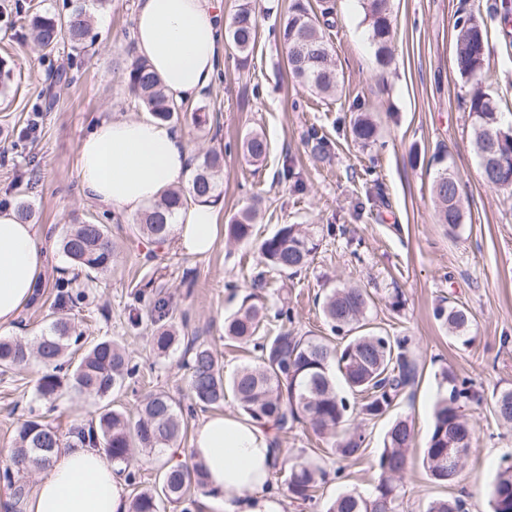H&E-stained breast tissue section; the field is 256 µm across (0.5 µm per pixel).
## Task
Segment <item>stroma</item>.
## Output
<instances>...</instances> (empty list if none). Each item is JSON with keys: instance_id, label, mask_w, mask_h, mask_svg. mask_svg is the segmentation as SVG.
Instances as JSON below:
<instances>
[{"instance_id": "1", "label": "stroma", "mask_w": 512, "mask_h": 512, "mask_svg": "<svg viewBox=\"0 0 512 512\" xmlns=\"http://www.w3.org/2000/svg\"><path fill=\"white\" fill-rule=\"evenodd\" d=\"M15 1L0 0V60L13 70V91L0 97V204L31 206L47 259L37 301L22 308L7 335L39 336L53 316L56 278L74 280L89 295L85 307L69 312L78 330L91 341L120 342L140 366L139 376L115 397V406L134 410L150 389L188 400L182 347L160 355L150 343L153 301L169 300L184 335L207 342L225 374H232L254 358L251 348L225 340L224 319L250 291L256 241L230 244L221 237L208 255L187 256L133 231L135 213L112 218L86 198L77 175L81 140L104 113L140 114L141 105L125 84V72L136 59L131 40L136 0H108L103 6L85 0L96 42L81 56L63 46L41 51ZM310 2L332 8L336 18L326 36L343 75L342 95L323 98L291 78L278 37L291 0H256L259 39L247 64L225 52L213 87L197 102L205 125L182 127L191 157L197 162L209 149L223 150L222 216L230 218L260 196L258 238L282 224L334 227L307 270L267 277L268 292L293 307L296 332L328 335L318 299L326 288L351 282L371 295L369 315L378 327L411 338L421 378L392 414L411 417L415 430L399 512H426L431 501L453 497L465 498L470 512H491L499 463L512 456V428L492 415L493 392L512 389V197L481 177L467 112L473 84L455 66L454 23L463 12L482 21L484 87L496 96L501 112L512 114V23L502 21L512 0H392L394 60L386 68L376 62L361 0ZM63 70L71 82L60 87L56 78ZM360 109L378 127L376 141L368 145L354 141L350 131ZM314 128L330 142L326 156L310 151L307 137ZM253 129L269 144L266 159L255 165L236 148ZM444 167L462 183L463 221L455 235L440 224L431 195L432 180ZM91 215L102 217L116 244L111 267L92 284L56 249L70 225ZM395 296L402 300L396 310L390 306ZM445 298L471 312L470 344L457 343L435 320L434 308ZM445 368L471 378L483 399L466 410L476 439L465 468L453 483L439 485L421 457L438 396L434 375ZM43 372L34 360L0 374V455L12 448L28 411L46 414L63 431L96 421L99 401L71 390L63 392L56 411H48L36 394ZM392 416L363 422L364 451L350 463L328 454L325 441L308 425L280 434L281 467L303 452L327 472L310 503L287 498L285 486L272 481V492L286 498V512H323L338 492L372 489Z\"/></svg>"}]
</instances>
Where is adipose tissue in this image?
Returning a JSON list of instances; mask_svg holds the SVG:
<instances>
[{
    "label": "adipose tissue",
    "instance_id": "obj_1",
    "mask_svg": "<svg viewBox=\"0 0 512 512\" xmlns=\"http://www.w3.org/2000/svg\"><path fill=\"white\" fill-rule=\"evenodd\" d=\"M131 37L139 57L175 103H192L214 83L224 59L222 0H137ZM190 151L182 134L152 115L101 117L78 148L82 193L105 209L137 211L184 181ZM221 205L188 201L176 213L170 237L179 251L201 257L214 247ZM37 225L0 208V328L13 327L29 301L45 251ZM189 454L205 473L212 512H284L282 498L266 492L280 459L272 431L230 413L198 422ZM25 512H130L111 459L78 443L59 448L39 472Z\"/></svg>",
    "mask_w": 512,
    "mask_h": 512
}]
</instances>
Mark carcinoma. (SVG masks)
<instances>
[{
  "label": "carcinoma",
  "instance_id": "1",
  "mask_svg": "<svg viewBox=\"0 0 512 512\" xmlns=\"http://www.w3.org/2000/svg\"><path fill=\"white\" fill-rule=\"evenodd\" d=\"M369 37L375 47L378 63L385 67L392 59L393 22L391 0H362ZM28 25L36 43L52 52L60 45L74 50L84 48L92 26L86 8L79 4L67 15L28 17ZM335 26L330 8L315 12L309 0H292L280 35L287 48V65L291 76L311 91L322 96H335L343 91V77L333 62L332 46L326 30ZM456 66L461 77H481L485 66V30L470 13L455 22ZM231 48L246 64L258 40V24L253 0H240L227 30ZM129 92L142 101L163 122H204L197 112L170 101L150 65L143 59L134 61L125 76ZM468 112L472 144L479 159L483 181H488L485 164L492 165L495 188L512 193V156L501 160L487 152L488 146L507 129L496 98L483 87L473 90ZM354 140L370 144L376 140V126L365 113L357 114L351 124ZM241 151L250 162L260 161L268 151L266 137L256 131L241 141ZM224 173V154L210 150L194 169L189 186L171 190L151 211L145 213L135 229L158 241L169 235L171 218L176 208L188 199L218 201L219 178ZM439 220L455 232L462 225L460 184L456 176L444 168L437 172L431 186ZM258 204L248 205L234 213L224 232L227 241H250L255 232ZM320 245L314 225L282 224L258 246L259 263L264 270L253 280V291L245 295L239 308L224 320V337L250 345L257 352L251 362L233 376L224 378L218 358L209 344L193 336L187 339L184 366L194 405L201 408L224 403L225 391L231 390L242 415L286 433L295 424L307 422L318 434L328 439L329 450L342 461H354L362 452L366 435L351 423V405L339 393L345 385L360 397L358 414L373 420L389 414L405 391L419 378L418 365L411 354L407 336L383 333L368 321L371 297L367 290L352 285L333 288L324 297L321 309L332 335H294L288 326L294 322L293 309L284 303L270 312L262 290L270 272L296 274L308 268ZM61 253L74 266L86 273L92 282L106 271L116 253L108 225L85 220L67 231L59 244ZM56 302L73 309L83 304L86 294L73 286L70 279L55 280ZM435 318L452 337L467 345L473 325L470 311L463 305L442 300L434 309ZM153 348L166 354L181 341L172 327H159L151 336ZM37 357L46 367L36 386L37 396L46 401L59 399L68 387L103 402L97 425L74 426L70 433L90 448H102L112 458L117 473L130 481L136 474L130 467L138 453L160 456L185 435L187 424L182 405L164 391L150 392L136 408V414L112 406L111 397L120 393L137 373L126 349L110 339L83 341L71 319L59 313L49 324L48 333L35 341L0 338V372L7 373L26 366ZM439 395L433 409V426L426 442L423 465L438 484L452 482L465 466L466 451L474 438V429L463 408L478 397L473 384L456 373L442 369L436 375ZM492 413L495 419L512 425V389L495 393ZM414 429L406 418L390 425L378 458V478L372 490L336 494L326 512H398L402 480L406 473L407 450ZM62 444L58 427L31 415L20 423L12 450V464L0 472V482L11 491L15 501L26 494L22 477L28 462L40 466L51 462L56 448ZM326 471L315 460L297 455L286 478L289 497L303 502L324 483ZM206 487L201 467L178 465L160 471L159 486L141 492L131 504V512H164L162 504H184L190 512L196 503L193 493ZM492 512H512V463H503L491 493ZM428 512H468L460 498L433 501Z\"/></svg>",
  "mask_w": 512,
  "mask_h": 512
}]
</instances>
